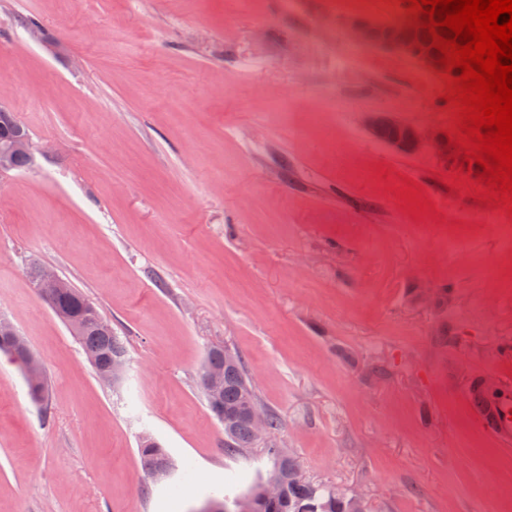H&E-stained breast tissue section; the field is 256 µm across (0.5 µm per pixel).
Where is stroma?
Segmentation results:
<instances>
[{"instance_id": "stroma-1", "label": "stroma", "mask_w": 512, "mask_h": 512, "mask_svg": "<svg viewBox=\"0 0 512 512\" xmlns=\"http://www.w3.org/2000/svg\"><path fill=\"white\" fill-rule=\"evenodd\" d=\"M337 0H0V105L34 160L0 173V512H200L247 493L197 377L229 347L303 475L368 512H512V448L466 404L512 376V220L448 189L370 112L451 126L445 78L358 45ZM39 24L32 37L27 24ZM387 178H379L380 169ZM434 205L411 214L390 180ZM461 239L448 252V228ZM54 270L127 342L101 382L34 288ZM386 376H377V369ZM177 468L149 478L143 435ZM5 344L10 346V350L2 347L0 338V353H3L13 363H15L23 374L28 362L33 358L38 359L37 356L31 351L24 336H20L17 341L5 342ZM42 375L41 366L35 360H32L27 366L24 377H26V380L29 383H35L41 380Z\"/></svg>"}]
</instances>
